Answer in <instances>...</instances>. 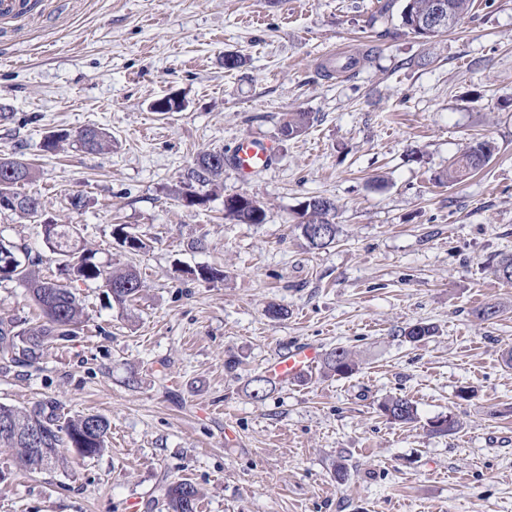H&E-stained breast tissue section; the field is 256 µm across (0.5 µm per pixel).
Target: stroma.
I'll return each instance as SVG.
<instances>
[{"mask_svg": "<svg viewBox=\"0 0 512 512\" xmlns=\"http://www.w3.org/2000/svg\"><path fill=\"white\" fill-rule=\"evenodd\" d=\"M402 6L37 0L0 16V154L32 163L23 190L47 217L142 279L123 309L77 284L69 338L28 366L0 360V403L110 422L102 455L70 452L51 470H19L0 448V512H167L178 479L199 489V512H512V285L493 274L512 255V0H474L430 39L402 27ZM231 54L242 63L229 70ZM351 55L357 74L324 77ZM164 96L180 111L153 112ZM292 112L310 127L287 139ZM92 127L110 151L42 148ZM243 138L276 140L277 153L247 179L225 164L206 203L186 205L177 189L197 153L229 155ZM476 138L494 146L487 165L442 183ZM234 193L260 201L265 223L226 219ZM311 196L336 204V241L320 250L296 227ZM116 224L148 248L121 252ZM0 238L60 279L40 222L2 212ZM201 265L223 278H190ZM272 304L286 317L269 318ZM485 306L493 318L477 316ZM0 318L37 323L20 283L0 281ZM417 322L434 332L408 342ZM300 344L345 348L359 369L338 379L317 366L253 399L250 379ZM394 396L414 403V423L383 416ZM448 414L456 431L434 434Z\"/></svg>", "mask_w": 512, "mask_h": 512, "instance_id": "obj_1", "label": "stroma"}]
</instances>
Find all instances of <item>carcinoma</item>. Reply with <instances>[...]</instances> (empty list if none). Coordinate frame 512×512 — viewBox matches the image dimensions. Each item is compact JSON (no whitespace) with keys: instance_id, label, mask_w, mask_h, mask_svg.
I'll use <instances>...</instances> for the list:
<instances>
[{"instance_id":"obj_1","label":"carcinoma","mask_w":512,"mask_h":512,"mask_svg":"<svg viewBox=\"0 0 512 512\" xmlns=\"http://www.w3.org/2000/svg\"><path fill=\"white\" fill-rule=\"evenodd\" d=\"M472 6V0H405L401 11V24L418 35L419 28L437 10L444 12V23L433 31L432 36L451 29ZM310 118L306 112H295L280 128L288 136L295 137L307 128ZM75 144L90 153H99L109 146L106 133L87 128L78 133ZM493 147L488 141H477L464 149L448 167L444 175L446 182H460L479 172L489 162ZM224 174V152L209 151L199 154L194 160V168L188 174V181L179 188L178 194L189 206L204 203L205 198L196 190V185L206 186L218 181ZM32 179V168L17 156L0 157V194L8 193L16 203L9 211L22 217L35 218L43 211L40 199L34 195L18 191V186ZM336 204L329 198L313 196L304 202L301 210L303 221L297 224L301 235L315 249H323L335 242L338 226L334 223ZM224 217L240 224H262L266 220V210L252 199L243 205L233 202V196L224 197ZM46 241L51 243L50 251L65 267L70 281L94 284L113 293V301L120 307L138 294L141 279L132 268H112L95 258V253L79 245L75 227L55 224L51 220L43 223ZM112 235L121 239L120 247L129 254L146 249L147 243L141 235L127 229L124 224H116ZM3 279L17 280L29 291L42 318L36 327L15 330L13 322L0 319V358L10 363H27L38 357L44 346L58 338L69 335L70 328L81 323L83 309L73 291V286L46 280L29 269L26 262L15 264L9 275ZM432 335V326L418 322L404 329V337L417 342ZM27 339L28 348L20 354L15 351L16 341ZM327 373L347 378L356 371V364L349 352L337 347L326 354L323 361ZM251 396L261 399L267 396L273 380L266 375H258L251 380ZM380 410L388 420L398 424H408L416 419L414 404L405 397H392L380 405ZM9 414L19 423L33 418L47 426L46 446L52 449L55 461L64 459L65 452L72 450L81 457L101 454L106 449L110 428L108 420L101 415L84 414L68 416L62 413L61 406L53 402L39 403L30 409L0 404V415ZM0 447L13 451L15 462L25 469H33L30 463V449L20 440L0 435ZM200 498L198 488L187 480L170 482L165 490L168 512H196Z\"/></svg>"}]
</instances>
